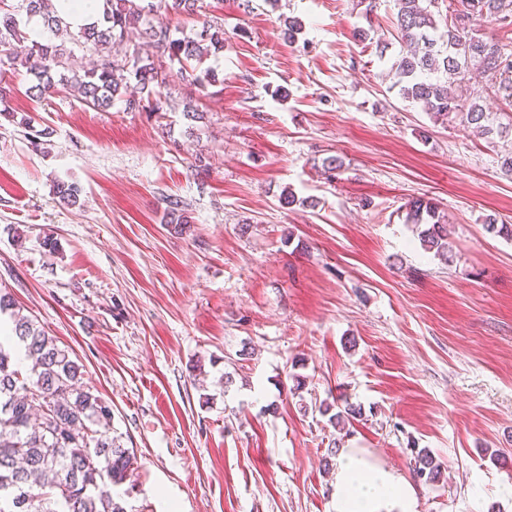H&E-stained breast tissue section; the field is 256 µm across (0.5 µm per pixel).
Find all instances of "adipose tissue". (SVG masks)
<instances>
[{
    "label": "adipose tissue",
    "mask_w": 512,
    "mask_h": 512,
    "mask_svg": "<svg viewBox=\"0 0 512 512\" xmlns=\"http://www.w3.org/2000/svg\"><path fill=\"white\" fill-rule=\"evenodd\" d=\"M334 481L333 512H416L415 493L395 470L373 463L362 450L342 449Z\"/></svg>",
    "instance_id": "1"
}]
</instances>
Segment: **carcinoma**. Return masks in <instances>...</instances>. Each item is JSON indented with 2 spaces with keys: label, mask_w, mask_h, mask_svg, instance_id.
<instances>
[{
  "label": "carcinoma",
  "mask_w": 512,
  "mask_h": 512,
  "mask_svg": "<svg viewBox=\"0 0 512 512\" xmlns=\"http://www.w3.org/2000/svg\"><path fill=\"white\" fill-rule=\"evenodd\" d=\"M438 0H395L396 31L402 50L391 66L402 100L420 104L433 121L472 125L494 141L512 142V49L497 31L512 32V0H448L452 13L434 9ZM202 21L201 32L176 35L159 18L160 9ZM200 0H103L102 17L77 30L47 9L46 0H0V62L26 69L27 92L35 98L65 91L93 109L117 102L126 111L182 112L200 122L197 93L223 84L205 61L224 51V24L200 14ZM41 19L48 36L27 41L23 21ZM72 48L57 44L61 33ZM29 45L18 49L24 42ZM86 60L70 65L75 52ZM184 86L176 100L173 81ZM492 95L511 108L491 112ZM76 183L54 185L53 195L68 206L80 202ZM401 210L425 250L448 260V218L439 204L424 197L408 199ZM164 223L181 235L190 220L180 203H167ZM485 231L512 241V224L487 216ZM0 314L11 321L0 336V512H125L112 489L133 473L134 450L109 436L112 408L84 381L83 366L0 288ZM33 361L22 374L17 354ZM318 411L340 427L362 416L352 405ZM414 472L429 482L439 465L425 450L414 457Z\"/></svg>",
  "instance_id": "obj_1"
}]
</instances>
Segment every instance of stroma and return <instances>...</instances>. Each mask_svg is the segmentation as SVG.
I'll return each mask as SVG.
<instances>
[{
  "instance_id": "1",
  "label": "stroma",
  "mask_w": 512,
  "mask_h": 512,
  "mask_svg": "<svg viewBox=\"0 0 512 512\" xmlns=\"http://www.w3.org/2000/svg\"><path fill=\"white\" fill-rule=\"evenodd\" d=\"M211 10L224 83L200 137L179 112L30 97L22 69L9 104L51 140L0 118V284L111 404L112 436L137 452L123 507L333 512L338 442L412 480L417 512H512V242L483 229L512 222L500 144L392 90L394 0ZM59 181L79 206L56 202ZM416 196L447 214L451 262L404 224ZM171 198L185 234L163 222ZM340 397L363 410L341 430L317 410ZM416 448L437 482L415 479Z\"/></svg>"
}]
</instances>
